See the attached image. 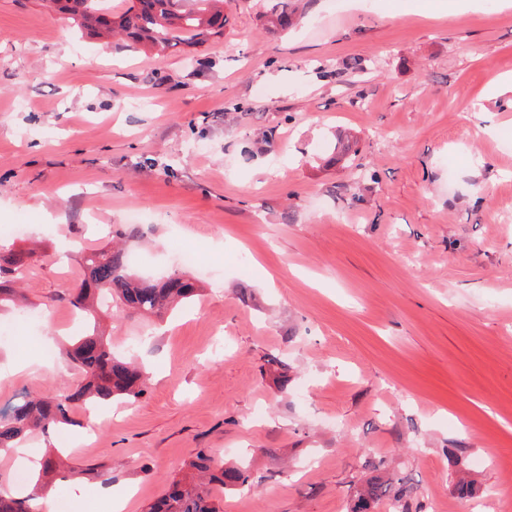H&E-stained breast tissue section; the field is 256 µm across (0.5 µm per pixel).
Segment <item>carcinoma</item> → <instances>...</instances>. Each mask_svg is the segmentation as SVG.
Returning a JSON list of instances; mask_svg holds the SVG:
<instances>
[{"instance_id":"cac0c4a2","label":"carcinoma","mask_w":512,"mask_h":512,"mask_svg":"<svg viewBox=\"0 0 512 512\" xmlns=\"http://www.w3.org/2000/svg\"><path fill=\"white\" fill-rule=\"evenodd\" d=\"M53 6L81 29L100 36L120 34L133 45L157 54L186 48L196 49L224 36L228 16L224 0H123L121 9L99 6L98 0H52ZM302 0H276L264 15L270 32H283L300 18ZM141 227L134 224L112 232L105 246L81 251L82 280L69 294L70 304L90 321L88 330L62 351L63 357L78 370L79 384L53 398L35 397L8 405L0 411V451L25 444L34 435L74 425L73 408L80 403L108 404L114 400L130 403L142 397L148 377L134 360L115 354L110 339L99 330L102 315L134 311L161 316L177 304L197 295L192 278L172 272L163 280L137 274L131 267L121 240L135 237ZM35 251H16L0 245V310L17 305L15 285L27 275ZM269 370L280 388L288 389V362L278 355L267 359ZM451 464L458 476L451 492L461 500H472L481 487L460 469L462 457L453 454ZM190 473L171 482L168 492L149 505L146 512H222L213 488L248 487L252 484L247 467L223 466L201 453L188 464ZM66 472L63 462L47 459L34 485L42 491L52 488L55 477ZM352 498L349 512H374L389 500L397 512H412L415 488L392 474L350 480ZM0 512H33L27 500L0 494Z\"/></svg>"}]
</instances>
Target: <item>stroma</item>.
<instances>
[{
	"mask_svg": "<svg viewBox=\"0 0 512 512\" xmlns=\"http://www.w3.org/2000/svg\"><path fill=\"white\" fill-rule=\"evenodd\" d=\"M469 0H309L272 34L270 0H231L223 39L162 57L72 28L44 0H0V225L38 244L23 288L42 310L0 347V402L77 383L62 357L78 250L141 215L128 251L199 296L164 318L106 320L147 393L64 450L103 512L92 467L144 512L206 453L244 463L224 512H347L375 463L421 512H503L512 487V9ZM364 62L349 69L351 59ZM197 261L181 267L175 242ZM209 275H202V268ZM287 359L280 389L267 354ZM483 489L456 499L450 452Z\"/></svg>",
	"mask_w": 512,
	"mask_h": 512,
	"instance_id": "35a3bbf8",
	"label": "stroma"
}]
</instances>
